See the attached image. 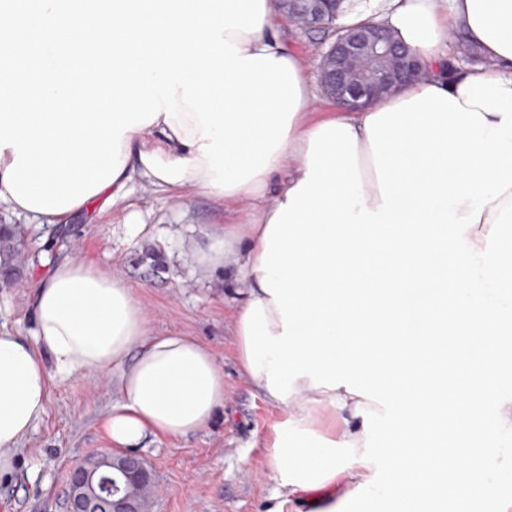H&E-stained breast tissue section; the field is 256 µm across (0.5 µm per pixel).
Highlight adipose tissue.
<instances>
[{
    "label": "adipose tissue",
    "mask_w": 512,
    "mask_h": 512,
    "mask_svg": "<svg viewBox=\"0 0 512 512\" xmlns=\"http://www.w3.org/2000/svg\"><path fill=\"white\" fill-rule=\"evenodd\" d=\"M374 19L387 25L395 38L414 50L424 69L410 84L386 96L365 112H346L330 106L319 112L312 79L303 60L285 44L279 31L280 13L275 0H265L264 23L247 34L226 30L224 39L243 55L269 54L288 59L301 89L300 106L288 136L263 173L230 191L212 187L211 170L197 146L184 142L178 126L163 119L132 128L121 142L123 167L114 182L83 203H112L125 198L133 178L182 198L185 189L224 201L239 212L236 222L216 225L206 233L193 257L205 270L224 268L239 272L245 296L236 309L235 335H244V317L252 302H261L270 335L281 333V316L271 295L261 285L264 234L287 193L304 179L309 139L320 125L345 123L357 136V162L365 205L376 210L382 203L365 121L368 115L436 87L458 95L471 77L502 79L512 89V0H360L338 16L337 26L351 27ZM484 58L463 63L448 74L450 44L457 34ZM13 148L0 151V207L17 216L34 218L51 228L67 223L70 212H32L17 203L3 175L13 162ZM46 272L39 277L31 305L33 331L24 336L0 331V472L12 460L7 449L17 447L43 420L50 383L90 370L115 375L119 399L104 422L113 446L139 450L161 438L178 439L206 430L224 408V371L211 349L179 333L154 334L142 305L122 278L98 264L77 258L43 257ZM294 391L283 401L288 419L303 429H314L315 411L325 408L332 420L324 438L353 443L363 454L366 440L357 408L384 413V406L346 389L314 387L308 377L297 378ZM373 464L355 463L317 488L287 485L290 500L305 505L318 498L345 499L359 483L371 479Z\"/></svg>",
    "instance_id": "obj_1"
}]
</instances>
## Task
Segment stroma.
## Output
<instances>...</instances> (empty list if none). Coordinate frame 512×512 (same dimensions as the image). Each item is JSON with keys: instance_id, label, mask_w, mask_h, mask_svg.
Masks as SVG:
<instances>
[{"instance_id": "35a3bbf8", "label": "stroma", "mask_w": 512, "mask_h": 512, "mask_svg": "<svg viewBox=\"0 0 512 512\" xmlns=\"http://www.w3.org/2000/svg\"><path fill=\"white\" fill-rule=\"evenodd\" d=\"M280 30L290 49L318 73L332 38L289 23ZM143 222L130 231L127 216ZM237 219L223 202L186 191L170 198L149 185L132 183L130 195L104 208L80 213L52 230H23L20 220L0 213V227L16 228L25 255L11 280H0V327L28 334V310L42 268L33 264L45 249L84 257L122 277L133 289L157 333L195 337L224 370V410L213 425L186 439L163 438L140 455L151 468L156 492L147 512H294L284 490L267 476L268 447L284 410L272 404L242 372L234 316L243 285L221 270L204 272L192 249L214 224ZM118 398V380L93 371L51 385L47 414L10 449L14 469L0 478V512H66L70 467L109 449L103 421Z\"/></svg>"}]
</instances>
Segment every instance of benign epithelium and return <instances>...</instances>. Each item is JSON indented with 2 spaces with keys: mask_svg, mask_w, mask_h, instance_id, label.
Returning a JSON list of instances; mask_svg holds the SVG:
<instances>
[{
  "mask_svg": "<svg viewBox=\"0 0 512 512\" xmlns=\"http://www.w3.org/2000/svg\"><path fill=\"white\" fill-rule=\"evenodd\" d=\"M340 0H279L289 21L305 28L327 25ZM419 59L392 42L384 25L361 27L341 35L321 56L319 79L323 94L340 108L356 112L374 104L418 73ZM125 476L147 472L141 458L124 454L118 461L103 456L100 466H71L68 477V512H135L121 493L114 469Z\"/></svg>",
  "mask_w": 512,
  "mask_h": 512,
  "instance_id": "7a95c632",
  "label": "benign epithelium"
}]
</instances>
